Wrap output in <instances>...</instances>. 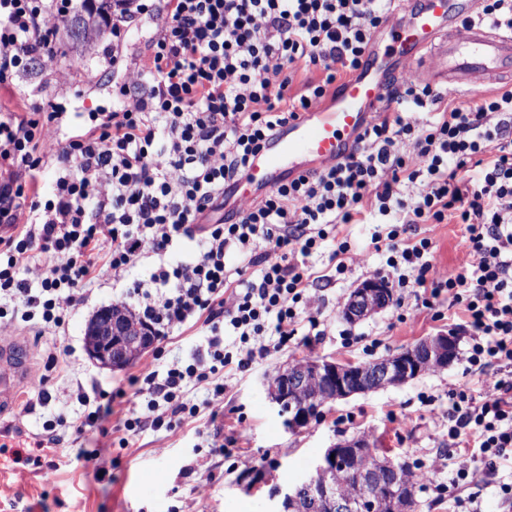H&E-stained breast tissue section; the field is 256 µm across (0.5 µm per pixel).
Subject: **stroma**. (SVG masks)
<instances>
[{
    "label": "stroma",
    "mask_w": 512,
    "mask_h": 512,
    "mask_svg": "<svg viewBox=\"0 0 512 512\" xmlns=\"http://www.w3.org/2000/svg\"><path fill=\"white\" fill-rule=\"evenodd\" d=\"M154 35L148 16H140L119 36L104 33L75 65L66 31L56 37L53 62L36 59L20 82V93L0 90V107L19 112H51L62 136L86 132L95 119L111 112L117 100L134 105V97H120L123 84L139 81L137 63ZM370 224H348L355 261L344 274H336L330 249L313 254L312 264L325 278L313 291L324 303L320 309L322 336L315 351L300 345L272 352L252 370L229 372L224 377V401L206 407L208 392L198 385L188 391L201 411L196 423L171 431L149 428L130 437L127 448L113 449L115 458L104 478H97L95 464L76 459L71 433L49 451L52 467L18 471L0 464V512H278L273 487L293 486L337 438L365 433L376 439L384 455L397 462L436 466L440 482L448 480V424L443 412L449 389L459 386L480 392L476 375L467 373L462 358L470 336L463 325L461 307L446 308L443 320L429 310L417 309L414 320L393 323L392 308L351 324L341 314L349 293L363 281L377 277L381 260L375 254ZM413 237H430L436 244L435 263L456 274L464 250V230L455 222L418 224ZM158 264L142 260L115 282L103 280L70 314L58 335H39L25 328L18 337L28 352L33 370L26 391L20 392L14 410L0 416V431L19 446L28 445L42 431L44 421L75 418L80 410L74 398L78 384L97 379L105 388L124 385L127 377L149 363L144 352L137 363L107 369L93 362L86 350L89 321L112 304L113 295L136 282H148ZM459 336L458 358L448 368L426 373L398 387L356 394L329 403L320 419L297 432H289L269 400V382L280 368L305 357L368 363L441 331ZM68 348L66 362L52 363L57 348ZM431 395L435 406L421 402ZM218 411L210 421V411Z\"/></svg>",
    "instance_id": "stroma-1"
}]
</instances>
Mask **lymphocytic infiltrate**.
Wrapping results in <instances>:
<instances>
[{
	"label": "lymphocytic infiltrate",
	"mask_w": 512,
	"mask_h": 512,
	"mask_svg": "<svg viewBox=\"0 0 512 512\" xmlns=\"http://www.w3.org/2000/svg\"><path fill=\"white\" fill-rule=\"evenodd\" d=\"M392 0H163L156 37L139 60L134 107L111 112L86 133L65 138L38 112L0 114V334L35 322L59 330L103 278L118 281L142 259L161 263L149 284L115 295L165 342L183 328L207 334L189 361L150 363L128 389L97 381L78 386L83 411L75 437L105 431L112 404L133 393L116 445L143 428L193 423L200 408L189 385L224 397L226 371H245L306 329H317L319 275L307 259L331 246L336 273L352 247L345 224L380 215L371 237L386 281L414 289L443 319L462 307L470 330L466 361L482 391L448 393V438L473 441L483 468L451 470L455 506L465 487L490 481L512 459V88L471 106L409 77L336 165L282 181L234 220L209 221L225 186L288 119L325 98L338 74L362 64L370 34ZM68 0H0V89L14 90L34 55L54 57ZM321 70L319 82L290 97L297 64ZM57 162L50 191L38 177ZM478 169V181L459 174ZM455 219L466 253L455 275L434 263L432 238L411 239L415 224ZM195 255L166 262L182 240Z\"/></svg>",
	"instance_id": "1"
}]
</instances>
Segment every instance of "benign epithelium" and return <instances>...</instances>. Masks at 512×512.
I'll return each mask as SVG.
<instances>
[{
	"label": "benign epithelium",
	"mask_w": 512,
	"mask_h": 512,
	"mask_svg": "<svg viewBox=\"0 0 512 512\" xmlns=\"http://www.w3.org/2000/svg\"><path fill=\"white\" fill-rule=\"evenodd\" d=\"M390 302V291L384 281L374 278L353 289L342 307L343 317L357 323L384 309ZM108 335L89 347L90 357L103 367H114L126 356L127 348L150 345L152 337H125L119 318L105 315ZM457 339L440 332L415 345L371 364L339 363L311 360L299 366L288 365L279 372L282 384L270 390L271 402L278 411L288 412V431L307 426L315 416L305 404H296L306 392V384L315 380L327 388L326 401L333 402L354 394L404 385L422 374L448 367L456 357ZM376 445L364 434L340 440L326 449L309 474L285 490L276 486L271 496L281 497L282 508L307 506L309 512H407L416 486L392 479L398 466L380 463ZM341 473L356 482L360 494L356 498L340 496Z\"/></svg>",
	"instance_id": "1"
}]
</instances>
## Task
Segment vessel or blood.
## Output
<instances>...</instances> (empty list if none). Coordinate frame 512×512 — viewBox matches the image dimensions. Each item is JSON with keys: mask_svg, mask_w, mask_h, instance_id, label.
<instances>
[{"mask_svg": "<svg viewBox=\"0 0 512 512\" xmlns=\"http://www.w3.org/2000/svg\"><path fill=\"white\" fill-rule=\"evenodd\" d=\"M481 0H423L403 15L390 12L370 37L364 65L329 98L299 113L260 150L233 186L239 200L268 193L280 175L295 178L342 161L390 102L395 80L415 76L430 85L469 91L512 83V30L477 18ZM31 364L15 342L0 344V410L14 407Z\"/></svg>", "mask_w": 512, "mask_h": 512, "instance_id": "1", "label": "vessel or blood"}]
</instances>
